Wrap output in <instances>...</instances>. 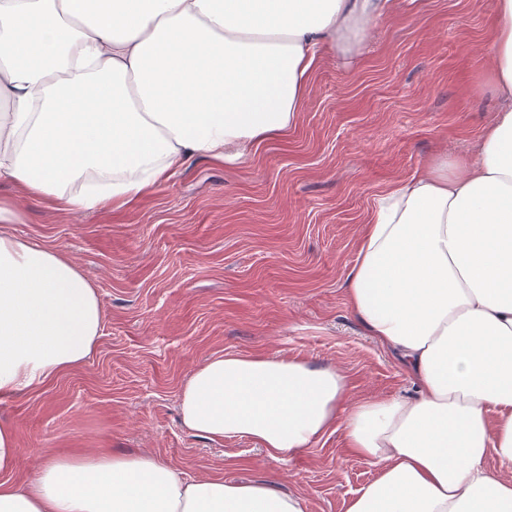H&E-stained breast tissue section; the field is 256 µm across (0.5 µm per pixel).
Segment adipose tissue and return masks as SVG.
I'll return each mask as SVG.
<instances>
[{"label":"adipose tissue","mask_w":512,"mask_h":512,"mask_svg":"<svg viewBox=\"0 0 512 512\" xmlns=\"http://www.w3.org/2000/svg\"><path fill=\"white\" fill-rule=\"evenodd\" d=\"M393 4L0 0V180L86 211L136 202L194 155L242 162L296 127L321 49L351 55ZM490 62L499 107L472 153L393 184L349 274L351 311L416 396L351 405L332 367L226 353L182 388L188 430L273 457L343 431L378 467L346 512H512V0H495ZM15 219L0 202V398L84 364L103 322L80 270ZM17 455L0 424V512H306L272 482L188 479L151 455L51 453L21 480Z\"/></svg>","instance_id":"ef3b65f1"}]
</instances>
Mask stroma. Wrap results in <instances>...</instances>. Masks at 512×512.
<instances>
[{
  "label": "stroma",
  "instance_id": "1",
  "mask_svg": "<svg viewBox=\"0 0 512 512\" xmlns=\"http://www.w3.org/2000/svg\"><path fill=\"white\" fill-rule=\"evenodd\" d=\"M494 0H395L351 59L317 57L298 125L243 164L187 161L160 189L115 209L65 212L0 183L14 234L66 255L96 288L101 336L86 363L0 400L33 476L44 454L147 453L184 476L265 479L307 512H346L377 469L342 432L277 458L249 439L188 431L181 390L213 356L262 352L336 367L350 397L414 395L399 361L347 305L346 283L375 200L431 159L465 153L491 121Z\"/></svg>",
  "mask_w": 512,
  "mask_h": 512
}]
</instances>
